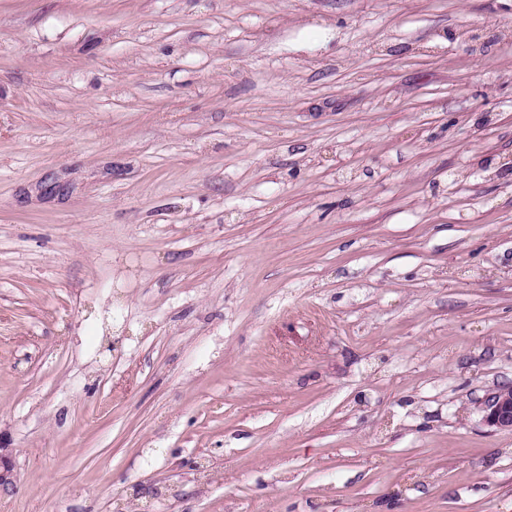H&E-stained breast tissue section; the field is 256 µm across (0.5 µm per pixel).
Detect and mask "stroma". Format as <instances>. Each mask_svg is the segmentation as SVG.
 <instances>
[{
    "instance_id": "35a3bbf8",
    "label": "stroma",
    "mask_w": 512,
    "mask_h": 512,
    "mask_svg": "<svg viewBox=\"0 0 512 512\" xmlns=\"http://www.w3.org/2000/svg\"><path fill=\"white\" fill-rule=\"evenodd\" d=\"M512 0H0V512H512ZM484 421L499 430L512 431V384L498 385L483 403ZM15 488L16 480L13 450L3 445L0 438V498L11 495Z\"/></svg>"
}]
</instances>
